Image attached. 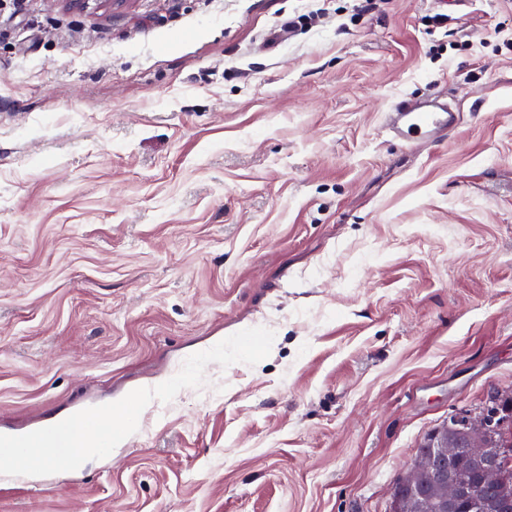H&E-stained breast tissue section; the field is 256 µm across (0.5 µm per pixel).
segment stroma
<instances>
[{
  "label": "stroma",
  "instance_id": "stroma-1",
  "mask_svg": "<svg viewBox=\"0 0 512 512\" xmlns=\"http://www.w3.org/2000/svg\"><path fill=\"white\" fill-rule=\"evenodd\" d=\"M13 2L0 434L275 338L107 457L0 476V512H389L449 415L512 390V0ZM434 95L447 140L393 141L392 102Z\"/></svg>",
  "mask_w": 512,
  "mask_h": 512
}]
</instances>
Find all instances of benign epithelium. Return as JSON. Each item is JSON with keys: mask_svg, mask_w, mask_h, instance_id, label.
I'll list each match as a JSON object with an SVG mask.
<instances>
[{"mask_svg": "<svg viewBox=\"0 0 512 512\" xmlns=\"http://www.w3.org/2000/svg\"><path fill=\"white\" fill-rule=\"evenodd\" d=\"M452 437L429 442L390 490L391 512H498L512 499V461L491 439L495 416L481 410L448 416Z\"/></svg>", "mask_w": 512, "mask_h": 512, "instance_id": "benign-epithelium-1", "label": "benign epithelium"}]
</instances>
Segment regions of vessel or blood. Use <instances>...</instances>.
<instances>
[{"instance_id": "obj_1", "label": "vessel or blood", "mask_w": 512, "mask_h": 512, "mask_svg": "<svg viewBox=\"0 0 512 512\" xmlns=\"http://www.w3.org/2000/svg\"><path fill=\"white\" fill-rule=\"evenodd\" d=\"M459 119L458 112L447 103L433 98L395 100L385 115L387 130L395 139L409 146L424 141L439 142L447 138Z\"/></svg>"}]
</instances>
